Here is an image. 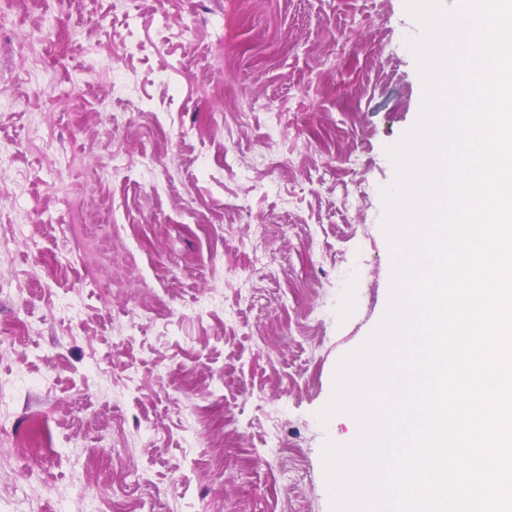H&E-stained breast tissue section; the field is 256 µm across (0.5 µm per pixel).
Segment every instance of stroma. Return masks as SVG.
<instances>
[{"label":"stroma","mask_w":512,"mask_h":512,"mask_svg":"<svg viewBox=\"0 0 512 512\" xmlns=\"http://www.w3.org/2000/svg\"><path fill=\"white\" fill-rule=\"evenodd\" d=\"M419 33L404 0H12L0 387L31 385L0 435L54 449L0 447V512L24 469L28 512H330L322 447L356 425L317 414L387 306L381 191L422 103ZM25 57L96 72L52 99ZM22 222L39 251L4 237ZM89 268L77 328L55 308Z\"/></svg>","instance_id":"1"}]
</instances>
